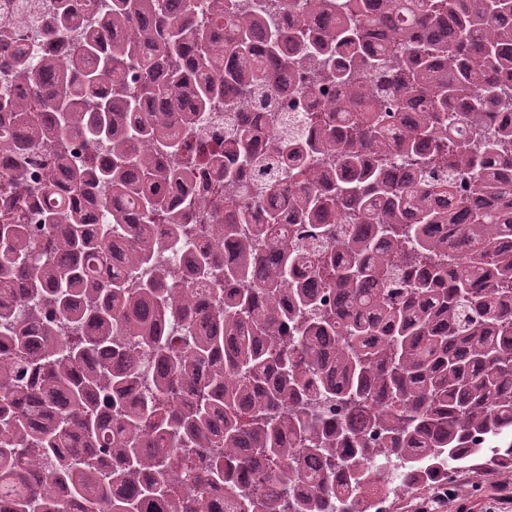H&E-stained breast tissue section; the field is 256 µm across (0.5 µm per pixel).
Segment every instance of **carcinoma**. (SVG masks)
Returning <instances> with one entry per match:
<instances>
[{"instance_id":"carcinoma-1","label":"carcinoma","mask_w":512,"mask_h":512,"mask_svg":"<svg viewBox=\"0 0 512 512\" xmlns=\"http://www.w3.org/2000/svg\"><path fill=\"white\" fill-rule=\"evenodd\" d=\"M85 10L35 0V48L0 19V512H372L380 469L512 472V0ZM224 112H202L195 120L197 130L203 140L216 145L224 141Z\"/></svg>"}]
</instances>
